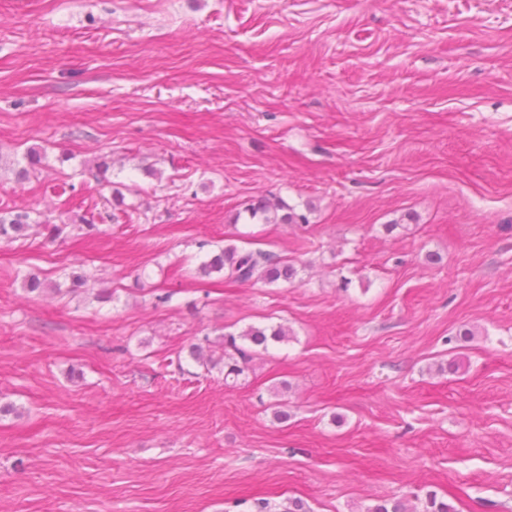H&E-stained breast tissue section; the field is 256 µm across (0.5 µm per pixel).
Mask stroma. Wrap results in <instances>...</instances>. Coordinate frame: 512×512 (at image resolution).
<instances>
[{"instance_id": "1", "label": "stroma", "mask_w": 512, "mask_h": 512, "mask_svg": "<svg viewBox=\"0 0 512 512\" xmlns=\"http://www.w3.org/2000/svg\"><path fill=\"white\" fill-rule=\"evenodd\" d=\"M0 159V512H512V0H0ZM287 209L288 212L280 217L283 224H298L306 223V216L303 214H297L293 208L287 207L282 202L271 203L270 201H264L258 205H253L246 211L249 214L250 220L269 223L272 220H276L278 211ZM29 224V214L26 211L0 214V240L9 241L23 235ZM226 270L228 278L238 283H246L256 277L274 283L280 279L291 280L294 276L292 266L280 257L260 250H239L235 246L225 247L201 266L204 274ZM289 335V331L281 325L269 328L249 327L238 335V339L243 343H249L266 350L271 342L282 343L288 341ZM237 357L243 363L251 359L248 350L243 345L237 344V337L229 335L224 339V367L228 368L224 374L225 382H227L228 378H232V381H235L245 370L244 366L239 365ZM366 512H456L454 506L443 500H438L436 494L427 493L420 507L408 497H400L392 501H384L368 508Z\"/></svg>"}]
</instances>
